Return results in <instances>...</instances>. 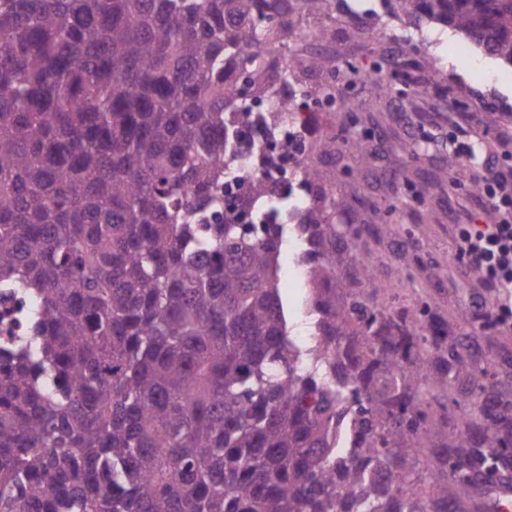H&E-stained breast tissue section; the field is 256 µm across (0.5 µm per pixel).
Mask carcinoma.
I'll list each match as a JSON object with an SVG mask.
<instances>
[{
    "label": "carcinoma",
    "mask_w": 512,
    "mask_h": 512,
    "mask_svg": "<svg viewBox=\"0 0 512 512\" xmlns=\"http://www.w3.org/2000/svg\"><path fill=\"white\" fill-rule=\"evenodd\" d=\"M512 64V0H384ZM330 0H0V292L27 303L0 346V512H461L473 475L512 464L497 417L462 408L434 451L421 397L486 371L423 321L315 295L287 336L281 228L224 215L226 165L287 86L279 50ZM349 152L369 158L350 131ZM249 177L241 204L260 205ZM301 224L311 282L344 210ZM420 360L418 369L404 365ZM350 414L355 435L336 447Z\"/></svg>",
    "instance_id": "1"
}]
</instances>
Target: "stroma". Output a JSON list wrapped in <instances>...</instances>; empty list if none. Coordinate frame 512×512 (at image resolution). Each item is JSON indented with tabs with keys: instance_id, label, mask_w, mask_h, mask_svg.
Returning <instances> with one entry per match:
<instances>
[{
	"instance_id": "35a3bbf8",
	"label": "stroma",
	"mask_w": 512,
	"mask_h": 512,
	"mask_svg": "<svg viewBox=\"0 0 512 512\" xmlns=\"http://www.w3.org/2000/svg\"><path fill=\"white\" fill-rule=\"evenodd\" d=\"M361 3L364 21L385 25L390 36H352L347 4L331 0L333 35L317 39L320 20L304 21L295 44L281 50L288 58L329 54L348 72L342 80L320 71L300 73L313 91L307 158L321 171L320 187L348 200L346 210L335 215L336 224L367 229L359 241L346 236L337 243L329 285L337 303L347 302V284L361 275V256L371 254L375 310L400 312L411 321L426 312L435 316L485 368L493 395L480 401L492 410L501 398L512 399V328L487 327L492 292L476 287L474 275L461 274L449 262L454 228L482 216L484 204L470 187L449 185L448 152L453 139H479L497 169H512V65L441 25L417 29L387 16L383 0ZM422 47L442 61L439 74L417 69ZM325 88L344 98L350 111L327 104L321 95ZM356 118L370 132L366 165L344 145ZM430 181L436 184L433 193H421ZM278 282L290 339L302 348L313 345L307 273L282 268Z\"/></svg>"
}]
</instances>
